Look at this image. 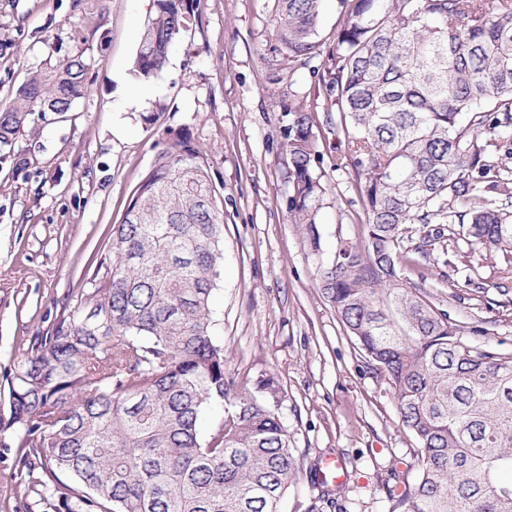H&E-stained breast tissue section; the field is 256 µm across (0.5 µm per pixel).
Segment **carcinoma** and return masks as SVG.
<instances>
[{
	"mask_svg": "<svg viewBox=\"0 0 512 512\" xmlns=\"http://www.w3.org/2000/svg\"><path fill=\"white\" fill-rule=\"evenodd\" d=\"M325 0H282L288 61L320 46ZM329 92L365 233L337 242L320 287L365 357L387 376L417 448L416 481L391 512H512V355L403 286L410 224H446L412 252L464 240L512 255V0H336ZM196 14L156 0L133 62L147 80ZM83 55L28 73L0 107V165L89 92ZM288 212L313 231L327 188L312 113L288 108ZM224 199L206 152L173 133L112 227L68 316L30 340L10 370L0 430L19 448L26 512H279L299 473L275 407L234 391L212 296L224 259ZM222 411L209 435L205 413Z\"/></svg>",
	"mask_w": 512,
	"mask_h": 512,
	"instance_id": "carcinoma-1",
	"label": "carcinoma"
}]
</instances>
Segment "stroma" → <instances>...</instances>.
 Returning <instances> with one entry per match:
<instances>
[{"mask_svg": "<svg viewBox=\"0 0 512 512\" xmlns=\"http://www.w3.org/2000/svg\"><path fill=\"white\" fill-rule=\"evenodd\" d=\"M196 21L144 81L133 59L154 17L153 0H0V35L20 55L0 57V101L29 71H51L83 54L90 88L67 113H48L39 137L19 139L33 158L25 172L0 168V385L31 354L30 338L68 313V293L107 251L168 130L189 128L207 152L224 196V260L212 301L213 334L237 390L271 376L278 412L297 450L300 473L281 512H389L388 489L414 479L413 435L394 392L364 357L319 287L339 240L365 232L355 177L339 171L335 115L327 91L336 3L321 16V46L310 62L289 63L278 38L280 0H195ZM313 110L328 188L317 236L287 210L284 107ZM502 254L436 244L401 271L424 298L485 343L512 354V279ZM19 450L0 433V512H23ZM335 474L334 500L319 478Z\"/></svg>", "mask_w": 512, "mask_h": 512, "instance_id": "obj_1", "label": "stroma"}]
</instances>
